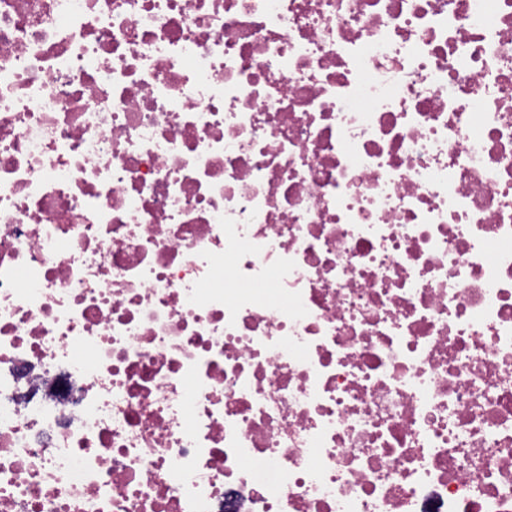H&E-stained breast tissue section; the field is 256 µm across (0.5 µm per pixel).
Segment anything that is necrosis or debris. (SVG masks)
Wrapping results in <instances>:
<instances>
[{
  "label": "necrosis or debris",
  "mask_w": 512,
  "mask_h": 512,
  "mask_svg": "<svg viewBox=\"0 0 512 512\" xmlns=\"http://www.w3.org/2000/svg\"><path fill=\"white\" fill-rule=\"evenodd\" d=\"M0 512H512V0H0Z\"/></svg>",
  "instance_id": "4bbe7bcc"
}]
</instances>
